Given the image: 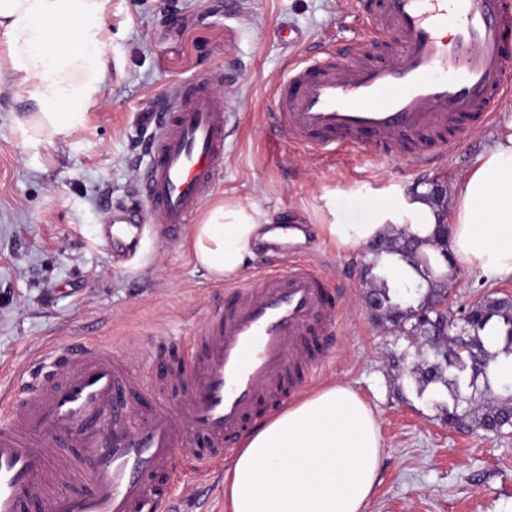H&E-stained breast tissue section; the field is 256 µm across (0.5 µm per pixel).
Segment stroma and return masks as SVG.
Returning a JSON list of instances; mask_svg holds the SVG:
<instances>
[{"label":"stroma","instance_id":"35a3bbf8","mask_svg":"<svg viewBox=\"0 0 512 512\" xmlns=\"http://www.w3.org/2000/svg\"><path fill=\"white\" fill-rule=\"evenodd\" d=\"M369 8L368 0H110L107 86L82 126L51 144L22 142L19 107L0 86V402L25 396L28 366L76 334L135 361L167 349L166 376L179 383L175 370L217 297L216 282L180 240L147 239L130 266L103 242L109 208L127 199L149 161L151 129L140 116L167 106L175 83L213 75L227 115L224 164L208 203L254 201L269 216L295 212L312 227L327 196L348 224L366 222L374 197L417 186L451 200L484 151L512 133V102L421 165L368 148L320 156L266 124L287 61L361 52ZM291 30L302 40L285 39ZM303 245L346 295L335 360L306 389L346 384L379 424V483L366 512H512V435L450 432L438 410L403 398L405 365L393 356L411 346L385 332L364 303L360 271L371 254L333 247L312 230ZM447 288L466 306L494 289L512 293V278L463 269ZM168 490L173 512H229L223 472L203 475L179 460Z\"/></svg>","mask_w":512,"mask_h":512}]
</instances>
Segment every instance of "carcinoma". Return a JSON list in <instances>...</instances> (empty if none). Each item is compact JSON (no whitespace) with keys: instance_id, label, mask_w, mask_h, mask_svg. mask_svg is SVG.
<instances>
[{"instance_id":"carcinoma-1","label":"carcinoma","mask_w":512,"mask_h":512,"mask_svg":"<svg viewBox=\"0 0 512 512\" xmlns=\"http://www.w3.org/2000/svg\"><path fill=\"white\" fill-rule=\"evenodd\" d=\"M418 243L400 237L374 246L376 255H398L415 269L420 283L392 288L371 273L365 280L368 297L382 327L400 336H421L418 314L442 294V281L428 262H418ZM512 364V299L496 297L482 306L463 345L420 351L407 371L417 399L441 412L444 420L482 423L484 417L512 404V388L499 377Z\"/></svg>"}]
</instances>
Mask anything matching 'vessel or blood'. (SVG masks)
<instances>
[{
  "mask_svg": "<svg viewBox=\"0 0 512 512\" xmlns=\"http://www.w3.org/2000/svg\"><path fill=\"white\" fill-rule=\"evenodd\" d=\"M368 43L395 55L291 63L271 122L298 148L369 147L416 163L443 131L487 121L512 97V0H375ZM227 118L210 81L183 83L137 179L139 205L115 208L108 248L136 254L146 225L174 238L213 190ZM342 295L319 266L291 261L255 284H228L196 330L173 400L163 351L142 366L82 341L46 357L53 372L0 416V512H166L157 481L180 456L203 466L237 448L261 408L320 375Z\"/></svg>",
  "mask_w": 512,
  "mask_h": 512,
  "instance_id": "1",
  "label": "vessel or blood"
}]
</instances>
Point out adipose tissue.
<instances>
[{
    "label": "adipose tissue",
    "mask_w": 512,
    "mask_h": 512,
    "mask_svg": "<svg viewBox=\"0 0 512 512\" xmlns=\"http://www.w3.org/2000/svg\"><path fill=\"white\" fill-rule=\"evenodd\" d=\"M109 0H0V84L21 105L25 144L76 132L107 84L103 28ZM332 218L317 234L354 249L404 233L419 238L437 277L456 266L512 276V135L497 141L457 188L448 252L431 241L440 217L423 188L372 201L363 224ZM256 202L218 203L183 240L215 280L243 278L258 242L271 239ZM383 443L373 409L336 383L306 394L248 434L224 470L230 512H365L378 484Z\"/></svg>",
    "instance_id": "ef3b65f1"
}]
</instances>
